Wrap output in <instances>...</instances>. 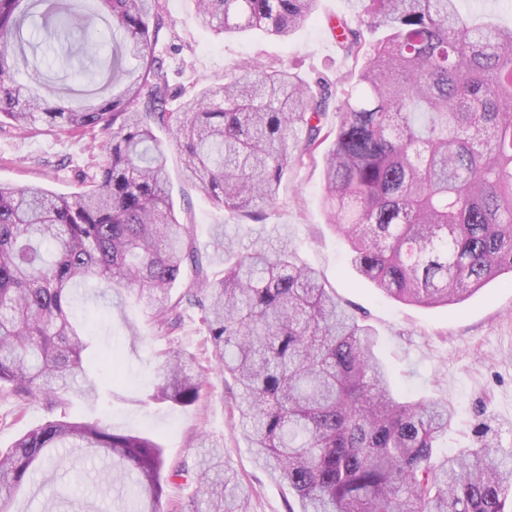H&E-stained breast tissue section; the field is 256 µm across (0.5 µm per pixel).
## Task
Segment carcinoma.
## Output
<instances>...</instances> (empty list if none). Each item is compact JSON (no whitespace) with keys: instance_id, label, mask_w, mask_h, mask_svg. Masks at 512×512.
I'll return each instance as SVG.
<instances>
[{"instance_id":"carcinoma-1","label":"carcinoma","mask_w":512,"mask_h":512,"mask_svg":"<svg viewBox=\"0 0 512 512\" xmlns=\"http://www.w3.org/2000/svg\"><path fill=\"white\" fill-rule=\"evenodd\" d=\"M72 0H0V118L18 131L40 122L97 130L102 158L76 196L0 185V396L65 409L97 401L84 365L92 323L72 318L76 287L103 280L132 294L160 330L192 305L214 368L240 392L238 423L255 464L288 485L289 512H512V448L483 441L440 451L454 411L409 400L377 357L376 332L297 258L288 227L243 248L212 229L209 276L193 226L172 203L167 128L185 178L214 205L255 223L277 201L290 163L325 147L323 206L349 244L352 267L387 296L424 307L456 304L512 274V27L463 13L460 0H348L336 46L347 70L309 83L248 61L169 107L154 53L166 0H97L111 53L105 86L38 92L46 73L18 53L64 38L75 54L98 45ZM316 0H197L217 33L291 35ZM343 86L336 125L323 119ZM185 291L173 296L176 285ZM184 351L166 356L150 400L190 407L205 385ZM195 476L205 512H247L238 475L209 441ZM61 449L103 457L107 481L160 512L164 449L102 419L61 414L0 451V512Z\"/></svg>"}]
</instances>
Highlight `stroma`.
Segmentation results:
<instances>
[{
  "instance_id": "obj_1",
  "label": "stroma",
  "mask_w": 512,
  "mask_h": 512,
  "mask_svg": "<svg viewBox=\"0 0 512 512\" xmlns=\"http://www.w3.org/2000/svg\"><path fill=\"white\" fill-rule=\"evenodd\" d=\"M347 0H316L310 19L289 38L252 29L218 34L204 27L195 0H166L165 25L155 51L163 58L173 94L207 81H223L243 61L276 63L303 80L342 75L346 63L331 28L347 16ZM109 50L101 43L98 57L83 72H71L58 43L41 45L47 76L55 83L100 85ZM97 133L69 134L36 125L19 133L0 125V183L39 184L62 194L81 192L101 157ZM171 195L177 216L193 225L201 252H209L211 228L223 225L235 241L250 245L260 228L287 225L299 259L315 269L346 306L373 327L378 350L394 383L412 399L448 401L455 417L443 439L445 451L468 448L477 427L487 439L512 444V288L498 279L464 302L428 308L395 302L367 282H359L350 265L345 241L328 224L323 207L324 159L290 163L275 207L264 225L247 224L217 209L206 192L181 175L177 151L169 153ZM77 314L94 319L91 365L102 380L98 402L82 401L69 416L104 419L118 432L144 433L163 448L169 465L196 468L204 437L224 442V459L239 475L238 492L248 497L250 512H288L292 493L253 462L249 442L236 424L239 395L212 370L204 326L197 311L185 313L179 329L159 337L148 317L105 284L76 294ZM183 350L206 378L202 399L188 408L148 401L160 380L161 350ZM44 405L17 408L0 399V450L21 434L51 419ZM104 464L67 450L35 476L13 503L14 512H133L120 484L102 478Z\"/></svg>"
}]
</instances>
